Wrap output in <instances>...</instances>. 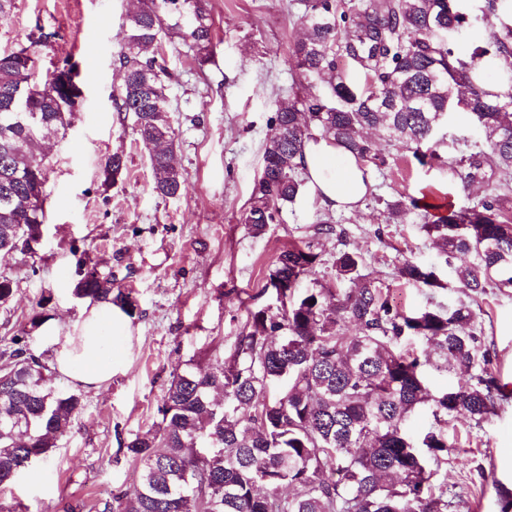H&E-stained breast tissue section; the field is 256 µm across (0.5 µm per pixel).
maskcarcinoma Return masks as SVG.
I'll list each match as a JSON object with an SVG mask.
<instances>
[{
    "label": "carcinoma",
    "instance_id": "1",
    "mask_svg": "<svg viewBox=\"0 0 512 512\" xmlns=\"http://www.w3.org/2000/svg\"><path fill=\"white\" fill-rule=\"evenodd\" d=\"M304 28L289 47V62L306 85L275 103V133L266 141L243 221L259 236L305 182L297 158L317 130L355 156L387 164L380 145L363 135L380 129L422 163L448 165L463 187L488 193L455 207L407 197L386 204L387 221L419 212L422 231L444 264L459 255L456 287L475 300L512 289V0H484L481 16L458 0H294ZM499 12L490 39L460 48L452 37ZM119 53L124 72L117 110L133 113L137 140L150 154L153 191L175 197L183 172L170 163L166 69L146 57L161 34L207 47L211 27L201 0H139L126 15ZM43 36L29 35L27 52H0V258L24 253L44 230L45 206L30 204L32 184L46 182L40 162L50 139L71 125L73 113L53 106L66 95L60 79L33 82ZM488 58L509 90L487 98L473 68ZM450 114L468 118L477 139L445 163L436 133ZM114 153L103 184L122 178ZM319 255L308 243L278 254L265 290L275 304L247 310L233 351L207 369L178 367L159 409L157 427L135 436L127 453L139 475L102 512H448V487L429 461L448 454V420L466 415L480 428L507 395L488 371L482 327L473 307L458 301L406 311L382 284L362 273L355 251L336 253L335 283L299 288L315 274ZM395 279L431 292L445 288L439 269L405 259ZM352 287H344L345 283ZM77 299H109L127 313L130 294L114 291L112 274L80 273ZM353 324L356 332H346ZM421 339L429 355L402 347ZM0 487L16 481L57 447L84 407L82 395L63 391L27 337L0 352ZM458 371L457 386L438 395L426 386L428 369ZM432 409L435 426L409 432L412 416Z\"/></svg>",
    "mask_w": 512,
    "mask_h": 512
}]
</instances>
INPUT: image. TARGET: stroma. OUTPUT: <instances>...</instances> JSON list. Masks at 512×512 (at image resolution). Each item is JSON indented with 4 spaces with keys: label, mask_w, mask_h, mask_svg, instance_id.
Wrapping results in <instances>:
<instances>
[{
    "label": "stroma",
    "mask_w": 512,
    "mask_h": 512,
    "mask_svg": "<svg viewBox=\"0 0 512 512\" xmlns=\"http://www.w3.org/2000/svg\"><path fill=\"white\" fill-rule=\"evenodd\" d=\"M132 2L12 0L0 19V51L25 44L29 33L47 34L37 78L68 63L82 90L71 125L55 137L48 157L40 257L0 261V274L17 284L13 301L0 306V351L25 330L30 349L52 358L30 320L39 312L63 323L77 319L83 303L71 289L78 259L111 274L137 305L121 356L125 369L100 392H84L82 412L34 473L0 488V512H100L101 502L128 490L136 465L125 447L160 422L174 370L189 360L207 367L233 348L246 319L244 301L269 304L262 288L289 242L311 243L319 255L315 274L303 282L307 288L331 284L335 256L345 249L364 256L366 272L405 310L432 301L448 306L461 297L447 267L441 270L445 286L434 294L398 284L399 262L432 263L437 251L417 214L400 224L380 215L386 202L417 195L427 184L442 186L459 207L482 197L484 188L463 190L448 168L419 165L404 143L385 146V167H370L375 190L357 210L329 215L304 194L284 206L264 234L252 235L244 224L274 104L290 95L295 76L288 47L301 26L291 0H204L207 48L159 41L154 57L171 75L175 160L187 189L157 195L134 118L117 111L113 98L122 23ZM89 42L99 47L92 57L84 51ZM115 153L126 170L107 187L100 168ZM323 218L333 233L318 232ZM478 306L489 368L512 388V295L491 292ZM448 435L457 446L438 464L437 479L455 496L449 512H501L498 489H512V401L479 429L465 418L452 420Z\"/></svg>",
    "instance_id": "35a3bbf8"
}]
</instances>
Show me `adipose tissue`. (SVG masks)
<instances>
[{
  "label": "adipose tissue",
  "mask_w": 512,
  "mask_h": 512,
  "mask_svg": "<svg viewBox=\"0 0 512 512\" xmlns=\"http://www.w3.org/2000/svg\"><path fill=\"white\" fill-rule=\"evenodd\" d=\"M300 163L308 193L323 210H354L372 191L364 161L322 135L306 142ZM42 333L53 346L52 369L74 389L97 392L112 380L114 339L130 336L131 323L120 306L89 302L73 323L49 320Z\"/></svg>",
  "instance_id": "adipose-tissue-1"
}]
</instances>
